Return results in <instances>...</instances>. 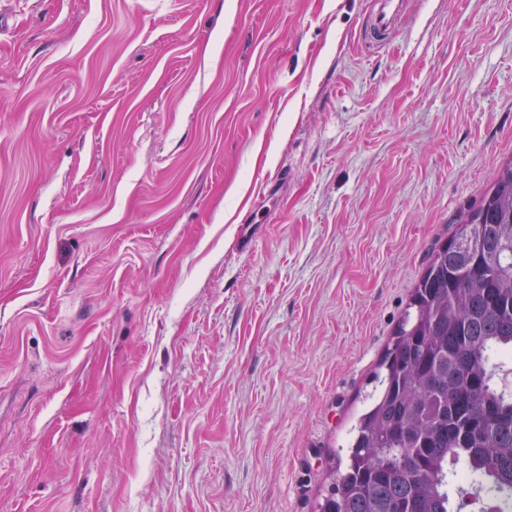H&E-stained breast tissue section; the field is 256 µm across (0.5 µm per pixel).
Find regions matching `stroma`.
I'll use <instances>...</instances> for the list:
<instances>
[{"label": "stroma", "instance_id": "35a3bbf8", "mask_svg": "<svg viewBox=\"0 0 512 512\" xmlns=\"http://www.w3.org/2000/svg\"><path fill=\"white\" fill-rule=\"evenodd\" d=\"M0 0V512H316L512 161V0ZM406 0H374L376 7L367 30L362 37V46L367 53H374L385 42L401 5Z\"/></svg>", "mask_w": 512, "mask_h": 512}]
</instances>
